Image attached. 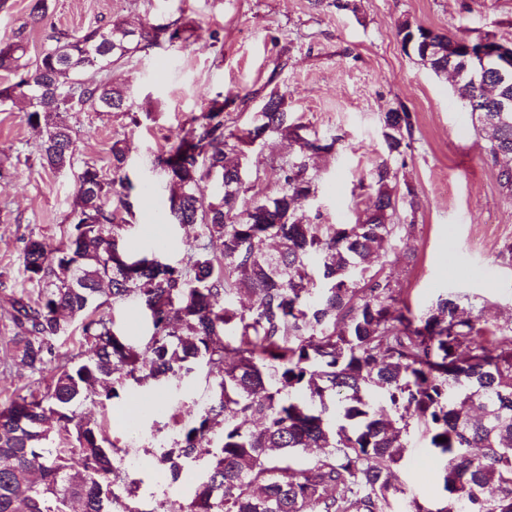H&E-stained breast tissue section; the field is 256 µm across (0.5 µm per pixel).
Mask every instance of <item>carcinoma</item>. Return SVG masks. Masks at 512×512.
Listing matches in <instances>:
<instances>
[{
	"label": "carcinoma",
	"mask_w": 512,
	"mask_h": 512,
	"mask_svg": "<svg viewBox=\"0 0 512 512\" xmlns=\"http://www.w3.org/2000/svg\"><path fill=\"white\" fill-rule=\"evenodd\" d=\"M405 21L402 45L435 74L448 73V37ZM193 26L174 20L136 30L124 21L79 32L51 28L38 57L26 60L23 34L0 41V111L15 108L39 130L40 164L73 166L74 142L64 114L92 108L137 123L130 89L88 81L161 42L186 43ZM466 110L478 102L480 131L501 186L512 192V77L479 56L454 85ZM222 93L191 127L156 156L170 186L169 221L197 226L221 241L217 258L198 245L185 265L128 249L123 230L135 218L125 146L112 144V176L86 163L76 175L67 241L50 248L29 239L23 270L34 292L12 297L10 359L49 372L43 393L17 395L0 410V512H130L112 489L123 461L96 424L75 422L77 410L110 400L116 386L180 381L196 368L217 378L193 424L181 430L158 463L172 480L223 422L220 446L193 499L176 512H512V325L482 328L455 301L440 298L416 313L390 281L370 272L372 259L405 228L396 222V172L388 161L370 173V201L352 224H308L301 204L318 192V160L338 138L296 123L287 95L272 91L247 127L224 123ZM412 116L385 113L388 155L410 146ZM272 136L293 154L279 165L278 188L254 191L243 147ZM214 179L211 199L202 183ZM251 303L240 309L234 298ZM138 300L150 336L138 349L99 312L102 297ZM80 321L85 358L55 354L52 340ZM340 397L330 416L328 401ZM54 420L75 444L50 448ZM424 425L442 461L444 504L426 508L396 482L411 421ZM323 449L295 471L297 451Z\"/></svg>",
	"instance_id": "1"
}]
</instances>
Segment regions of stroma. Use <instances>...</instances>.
Here are the masks:
<instances>
[{"label":"stroma","mask_w":512,"mask_h":512,"mask_svg":"<svg viewBox=\"0 0 512 512\" xmlns=\"http://www.w3.org/2000/svg\"><path fill=\"white\" fill-rule=\"evenodd\" d=\"M356 11L314 9L310 0H48L44 23L31 24L32 0H0V40L24 34L28 58H36L49 27L83 30L121 18L130 26L163 25L175 19L203 27L205 36L185 44L160 43L112 67L110 81L129 87L139 107L136 120L113 112H72L66 117L76 153L74 166L43 169L40 136L24 113L0 112V408L16 395L43 392L49 376L11 365L13 294L26 285L22 258L29 238L56 248L66 242L76 190L74 172L84 163L111 167L114 141H124L128 174L140 194L136 218L124 232L135 251L154 252L181 264L196 230L162 223L170 190L153 160L188 128L216 93L252 94L248 105L228 103L224 121L243 126L272 89L288 92L296 122L340 139L319 162L318 193L300 212L313 224H349L369 201L372 169L389 161L399 187H411L416 207L400 203L399 234L372 264L400 289L413 310L438 296L456 300L478 325L512 323V193L498 181L485 143L473 128L446 76L433 73L407 53L397 35L402 22L448 35L492 34L512 44V0H354ZM412 115L411 146L389 157L381 136L385 112ZM288 139L273 137L247 147L250 172L259 187L278 186L275 157H285ZM215 384L198 370L162 387L164 412H138L149 391L133 381L116 398L87 404L80 421L103 425L124 459L114 491L132 512H171L189 503L211 459L200 451L171 481L156 463L161 446L192 422ZM397 480L408 496L428 507L444 498L441 463L423 427L411 426Z\"/></svg>","instance_id":"obj_1"}]
</instances>
